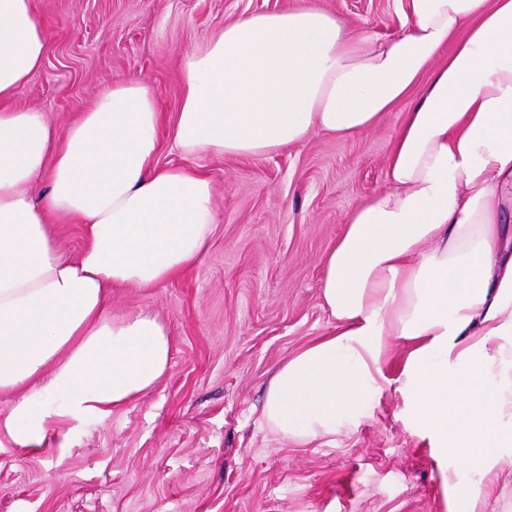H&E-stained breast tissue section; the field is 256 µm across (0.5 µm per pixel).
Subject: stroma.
Here are the masks:
<instances>
[{
	"mask_svg": "<svg viewBox=\"0 0 512 512\" xmlns=\"http://www.w3.org/2000/svg\"><path fill=\"white\" fill-rule=\"evenodd\" d=\"M297 0H35L48 52L17 99L62 129L113 81L134 78L166 120L158 161L186 164L170 136L180 59L226 23ZM379 36L397 0H313ZM418 93L374 128L320 132L262 156L205 158L217 222L206 253L144 291L116 288L112 310H154L171 367L134 407L74 425L63 446L0 447V512H445L433 462L389 392L376 421L308 446L274 437L260 407L274 369L327 335L324 258L351 212L386 184L394 130Z\"/></svg>",
	"mask_w": 512,
	"mask_h": 512,
	"instance_id": "stroma-1",
	"label": "stroma"
}]
</instances>
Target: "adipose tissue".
<instances>
[{"label":"adipose tissue","instance_id":"1","mask_svg":"<svg viewBox=\"0 0 512 512\" xmlns=\"http://www.w3.org/2000/svg\"><path fill=\"white\" fill-rule=\"evenodd\" d=\"M397 2L388 37L306 0L184 52L174 142L192 163L162 167V114L139 80L62 130L17 106L48 41L34 0H0V441L40 453L166 374L165 325L146 307L113 314L111 291L155 287L207 249L216 213L198 159L354 136L418 88L385 187L325 258L336 327L277 367L261 421L308 444L356 432L397 390L447 512H486L512 459V0ZM54 217L83 226L79 256L58 247ZM464 470L481 476L467 494Z\"/></svg>","mask_w":512,"mask_h":512}]
</instances>
